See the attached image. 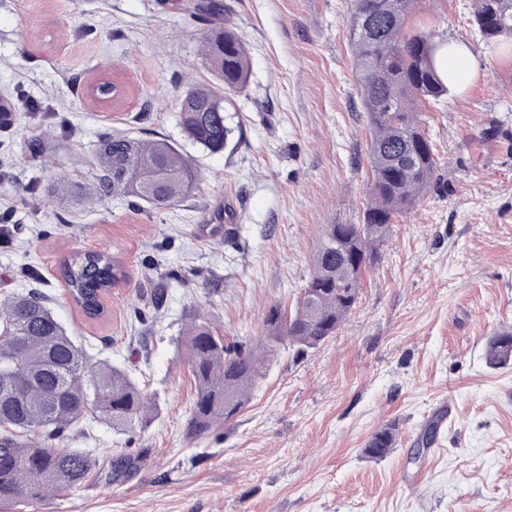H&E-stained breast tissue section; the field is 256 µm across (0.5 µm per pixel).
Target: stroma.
<instances>
[{
	"label": "stroma",
	"instance_id": "35a3bbf8",
	"mask_svg": "<svg viewBox=\"0 0 512 512\" xmlns=\"http://www.w3.org/2000/svg\"><path fill=\"white\" fill-rule=\"evenodd\" d=\"M191 2L0 0V298L40 287L76 341L154 399L145 426L88 420L63 440L99 462L83 488L0 512H512V366L486 362L512 327V42L475 34L474 0H416L408 33L467 43L475 71L420 107L436 185L396 220L336 335L282 352L237 417L193 438L185 328L201 319L255 348L269 308L294 307L324 226L362 222L371 175L350 0ZM220 25L244 42L250 75L228 98L241 126L211 153L185 139L176 103L215 86L201 36ZM105 81L119 96L90 101ZM117 131L168 139L196 189L151 212L102 195L95 150ZM61 175L72 188L51 195ZM102 249L128 278L93 322L59 263ZM390 422L396 447L365 457ZM127 455L137 467L114 476Z\"/></svg>",
	"mask_w": 512,
	"mask_h": 512
}]
</instances>
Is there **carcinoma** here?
I'll return each mask as SVG.
<instances>
[{"mask_svg":"<svg viewBox=\"0 0 512 512\" xmlns=\"http://www.w3.org/2000/svg\"><path fill=\"white\" fill-rule=\"evenodd\" d=\"M414 0H352L349 44L362 91L370 134L371 181L360 224H327L308 280L293 311L275 306L266 317L259 350L224 343L205 321L188 327L181 351L196 395L187 431L195 436L235 418L262 374L265 362L288 347L305 353L319 347L353 309L362 276L376 258L396 219L414 208L436 181L438 157L422 126L418 106L448 94L437 65L441 45L429 34L411 35L407 21ZM472 27L487 42L512 36V0H478ZM209 69L235 92L249 73L247 50L224 27L202 35ZM187 139L211 152L226 147L224 96L194 88L178 102ZM97 157L106 196H133L149 210L180 202L198 181L191 163L165 138L128 133L103 136ZM60 274L70 300L90 320L105 312L112 287L126 281L117 256L106 250L65 257ZM487 363L512 364V331L488 344ZM151 394L125 370L94 361L57 320L48 297L36 290L0 300V502L40 500L81 487L96 471L94 456L51 441L93 418L125 430L147 421ZM396 442L391 425L377 430L365 453L382 459Z\"/></svg>","mask_w":512,"mask_h":512,"instance_id":"carcinoma-1","label":"carcinoma"}]
</instances>
